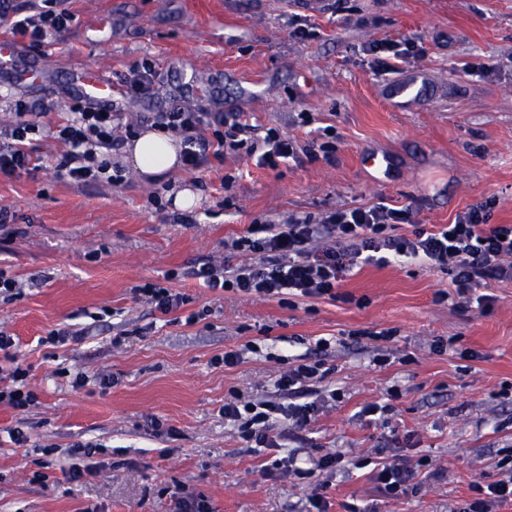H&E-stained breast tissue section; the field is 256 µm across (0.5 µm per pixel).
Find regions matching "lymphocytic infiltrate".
<instances>
[{"label": "lymphocytic infiltrate", "mask_w": 512, "mask_h": 512, "mask_svg": "<svg viewBox=\"0 0 512 512\" xmlns=\"http://www.w3.org/2000/svg\"><path fill=\"white\" fill-rule=\"evenodd\" d=\"M72 18L59 0H42L28 12L13 13L10 30L39 42L66 29ZM49 114V107L34 113L16 102L14 121L0 128L1 177L40 170L29 145L33 136L45 132L66 145L54 168L72 183L122 181V170L111 159L123 140L116 106L100 109L79 97L65 122H53ZM153 125L180 136L183 168L190 173L204 167L212 155L244 154L272 170L302 155L312 161L336 160L335 137L303 144L271 127L257 141L252 125L239 112L174 107L155 113ZM489 213L486 206H473L458 213L453 223L432 229L414 226L408 236L399 228L411 224V211L382 202L318 216L292 214L281 224L258 218L244 235L227 243L230 260L203 264L192 275L222 293L273 299L288 289L297 298L347 302L350 294L338 290L343 266L385 267L405 257L447 272L457 296L483 308L492 301L483 291L488 280H512V224L490 223ZM325 376L321 361L298 364L276 380L278 400L235 395L224 404V418L246 443L279 450L287 430L306 427L321 411L320 399H307L304 386Z\"/></svg>", "instance_id": "lymphocytic-infiltrate-1"}]
</instances>
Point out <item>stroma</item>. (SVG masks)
Here are the masks:
<instances>
[{
	"label": "stroma",
	"instance_id": "obj_1",
	"mask_svg": "<svg viewBox=\"0 0 512 512\" xmlns=\"http://www.w3.org/2000/svg\"><path fill=\"white\" fill-rule=\"evenodd\" d=\"M86 0L47 44L16 37L20 60L40 79L0 68V125L11 103L54 106L67 116L73 71L99 70L121 85L146 62L164 83L149 99L115 97L125 122L147 127L173 104L242 112L258 128L306 140L331 128L336 160L277 170L244 156L210 158L199 171L169 175L200 202L193 221L155 212V183L78 187L55 175L63 145L36 137L43 170L0 177V270L20 295L0 298V351L29 371L37 402L26 412L0 406V512H175V493L204 496L213 512H308L315 481L268 472L272 454L245 448L224 423L232 394L271 397L274 379L300 358L324 362L337 390L304 432L299 459L336 451L401 459L415 489L381 494L370 468L330 477L329 512H464L478 481L497 479L512 460V280L489 281L492 307L459 305L447 273L406 259L348 273L352 302L300 299L280 305L234 292L216 294L189 270L222 262L224 244L254 219L379 202L410 208L413 221L452 223L458 212L494 199L490 221L512 224V0H331L320 14L300 0H97L114 30L86 34ZM313 35L292 36L291 19ZM415 42L422 56L387 67L369 53L379 42ZM386 153L388 174L371 176L365 151ZM235 181L223 189L226 175ZM176 272L172 288L190 296L186 312L161 315L135 289ZM446 299H439V292ZM65 328L66 345L42 344ZM393 330L388 341L372 333ZM451 338L456 351H432ZM478 359H459L458 350ZM239 350L234 367L214 357ZM89 382L73 387L76 374ZM118 378L109 389L99 375ZM379 404L374 419L361 407ZM165 431L154 434L152 421ZM30 436L13 443L14 427ZM92 455H74L76 442ZM84 476L66 481L64 471ZM45 481H37V474Z\"/></svg>",
	"mask_w": 512,
	"mask_h": 512
}]
</instances>
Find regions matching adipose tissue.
Masks as SVG:
<instances>
[{"instance_id":"1","label":"adipose tissue","mask_w":512,"mask_h":512,"mask_svg":"<svg viewBox=\"0 0 512 512\" xmlns=\"http://www.w3.org/2000/svg\"><path fill=\"white\" fill-rule=\"evenodd\" d=\"M179 150L176 138L152 127L126 142L122 162L139 180L156 182L179 169Z\"/></svg>"}]
</instances>
